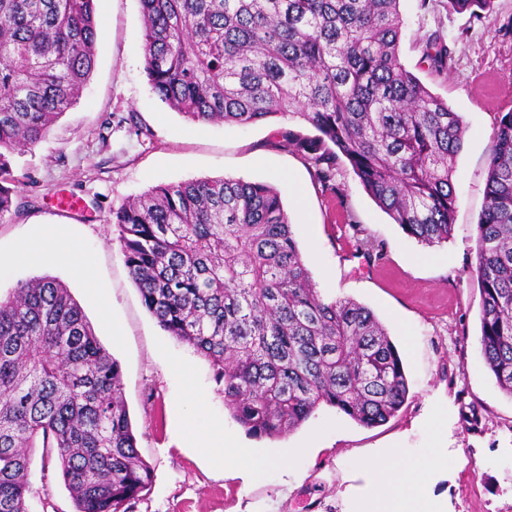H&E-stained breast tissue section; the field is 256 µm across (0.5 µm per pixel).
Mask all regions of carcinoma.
<instances>
[{
  "label": "carcinoma",
  "instance_id": "1",
  "mask_svg": "<svg viewBox=\"0 0 512 512\" xmlns=\"http://www.w3.org/2000/svg\"><path fill=\"white\" fill-rule=\"evenodd\" d=\"M152 92L184 119L250 125L290 116L284 137L333 188L344 157L411 237L450 238L465 126L399 58L400 0H138ZM458 13L492 0H448ZM93 0H0V220L18 211L14 154L45 140L95 64ZM448 69L440 37L426 46ZM129 274L162 329L207 359L225 406L275 439L332 407L363 427L407 400L401 357L366 306L324 299L279 192L221 177L157 186L112 212ZM350 242L372 258L357 224ZM479 343L512 396V112L496 133L477 224ZM53 450L75 512H131L152 487L121 368L54 277L0 297V512H28L30 449Z\"/></svg>",
  "mask_w": 512,
  "mask_h": 512
}]
</instances>
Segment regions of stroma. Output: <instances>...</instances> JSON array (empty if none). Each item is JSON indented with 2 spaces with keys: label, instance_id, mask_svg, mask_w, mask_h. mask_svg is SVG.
<instances>
[{
  "label": "stroma",
  "instance_id": "1",
  "mask_svg": "<svg viewBox=\"0 0 512 512\" xmlns=\"http://www.w3.org/2000/svg\"><path fill=\"white\" fill-rule=\"evenodd\" d=\"M95 7L108 26L81 98L44 141L14 155L22 207L0 221V254L34 225L63 226L90 256L94 286L106 302L98 304L62 264L13 267L0 276V295L33 277L58 278L119 361L137 449L154 473L133 512H305L311 497L319 512H368V465L389 449L408 459H441L423 494L433 512H512V397L499 389L480 350L475 275L488 162L499 120L512 112V0H494L482 19L456 13L448 0L400 3L401 63L466 125L453 176L452 235L434 246L405 234L346 159L337 162L335 189L324 187L313 165L281 137L300 129L298 120L197 126L164 106L144 71L138 0H95ZM437 34L450 52L443 75L424 55ZM204 177L266 182L280 191L319 293L371 309L398 347L409 393L396 417L365 428L324 406L274 440L247 435L233 419L209 362L145 308L108 222L112 210L153 187ZM354 224L380 252L373 264L352 255ZM190 387L206 396L207 409L196 421L197 437L188 440L179 421L190 412L183 402ZM217 429L273 458L286 448L297 454L290 467L243 478L210 465L200 437ZM31 456L30 512H74L44 449Z\"/></svg>",
  "mask_w": 512,
  "mask_h": 512
}]
</instances>
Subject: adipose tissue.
<instances>
[{"label":"adipose tissue","instance_id":"adipose-tissue-1","mask_svg":"<svg viewBox=\"0 0 512 512\" xmlns=\"http://www.w3.org/2000/svg\"><path fill=\"white\" fill-rule=\"evenodd\" d=\"M53 260L68 262L85 282H92L93 263L81 246L48 225L34 226L27 241L0 257V274L18 263ZM425 471V465L391 454L373 460L369 465L374 489L371 512H416Z\"/></svg>","mask_w":512,"mask_h":512}]
</instances>
